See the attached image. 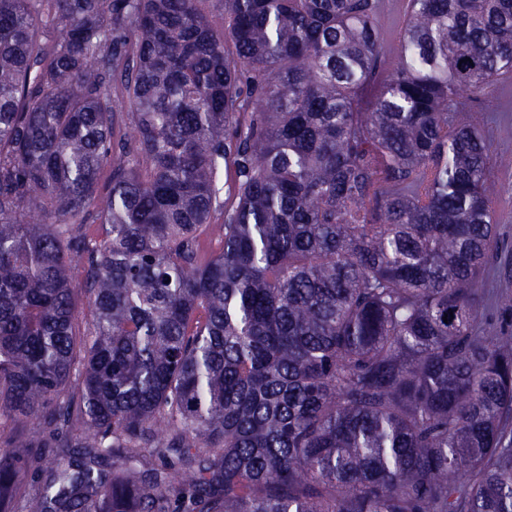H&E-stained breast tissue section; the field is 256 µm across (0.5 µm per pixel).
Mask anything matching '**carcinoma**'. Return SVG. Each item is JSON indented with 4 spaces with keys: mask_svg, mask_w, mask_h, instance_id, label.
Instances as JSON below:
<instances>
[{
    "mask_svg": "<svg viewBox=\"0 0 512 512\" xmlns=\"http://www.w3.org/2000/svg\"><path fill=\"white\" fill-rule=\"evenodd\" d=\"M201 2L0 0V512H512V0ZM378 24L382 30L385 41L386 38L389 37L388 47L399 49V33L400 29H403V13H401V5L396 3L394 6H392L379 18ZM484 124L478 125L479 132L487 139L494 153L500 157L512 156V78L500 82L495 92L483 96ZM493 195L499 201L494 213L497 228L495 251L490 256L479 288L489 297L482 310L483 323L493 333H512V308L495 302L496 291L512 297V167L498 165L491 173Z\"/></svg>",
    "mask_w": 512,
    "mask_h": 512,
    "instance_id": "obj_1",
    "label": "carcinoma"
}]
</instances>
